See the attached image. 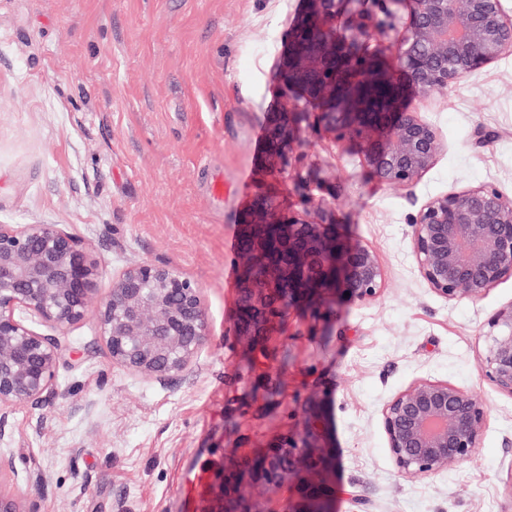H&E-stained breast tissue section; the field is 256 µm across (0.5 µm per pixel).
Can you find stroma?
<instances>
[{"label":"stroma","mask_w":512,"mask_h":512,"mask_svg":"<svg viewBox=\"0 0 512 512\" xmlns=\"http://www.w3.org/2000/svg\"><path fill=\"white\" fill-rule=\"evenodd\" d=\"M302 0H0V224H58L108 275L144 260L203 293L209 336L169 377L113 366L94 319L66 332L59 393L0 427L15 473L0 491L34 512H218L219 476L284 436L307 411L335 458L332 512H512V397L479 371L488 319L512 303V278L480 302H451L411 255L422 204L491 184L512 198V54L444 93L412 95L445 144L404 187L381 184L359 146L315 119L280 174L264 162L267 112L295 104L274 63ZM367 43L395 48L401 0H359ZM224 178V198L210 185ZM262 193L283 215L340 227L385 270L380 295L321 314L289 312L254 357L233 316L237 222ZM441 380L488 406L482 443L433 477H401L383 405Z\"/></svg>","instance_id":"1"}]
</instances>
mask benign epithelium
<instances>
[{
    "mask_svg": "<svg viewBox=\"0 0 512 512\" xmlns=\"http://www.w3.org/2000/svg\"><path fill=\"white\" fill-rule=\"evenodd\" d=\"M350 0H305L289 23L288 42L275 63L283 87L314 110L316 122L362 148L377 179L412 184L435 164L444 143L421 113L406 106L409 89L440 94L512 53V17L501 0H400L408 9L407 34L392 65L364 36L369 19L348 15ZM306 113H265L270 172L289 155ZM242 259L234 319L236 335L253 345L275 333L289 310L349 298L378 297L385 272L368 246L346 248L334 224H309L280 213L260 194L239 217ZM411 253L421 278L449 301L479 302L512 278V200L495 186L447 192L428 199L413 223ZM91 248L56 224H0V426L23 406L58 393L57 369L65 330L94 319L112 363L149 376L184 371L209 336L201 288L167 265L142 261L112 276ZM51 334L32 328L28 318ZM479 369L499 392L512 396V303L489 317ZM387 448L398 474L429 478L470 459L488 417L472 391L439 380H418L381 411ZM318 412L309 409L300 439L285 438L261 457L244 458L226 472L217 512H330L314 484L288 502L263 510L248 492L279 486L291 474L311 479L333 464L322 441Z\"/></svg>",
    "mask_w": 512,
    "mask_h": 512,
    "instance_id": "7a95c632",
    "label": "benign epithelium"
}]
</instances>
